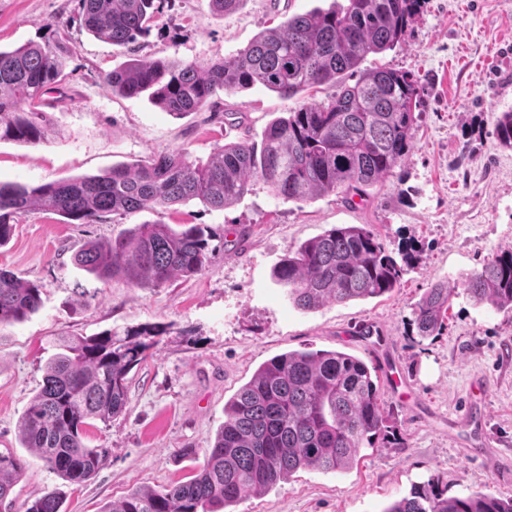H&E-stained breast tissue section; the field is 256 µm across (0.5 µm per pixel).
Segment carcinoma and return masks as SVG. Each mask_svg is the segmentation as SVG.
<instances>
[{
    "mask_svg": "<svg viewBox=\"0 0 512 512\" xmlns=\"http://www.w3.org/2000/svg\"><path fill=\"white\" fill-rule=\"evenodd\" d=\"M170 0H79L84 28L114 46L134 51L154 16ZM426 0H348L344 8L289 17L261 33L230 63L132 61L105 80L123 96H148L182 116L202 110L218 92L261 85L292 98L333 84L325 101L301 100L273 119L261 142L228 143L206 162L182 152L99 175L38 186L0 183V246L15 218L42 206L67 224H98L111 215L169 209L198 200L213 210L236 204L255 183L287 201L313 200L341 190L362 192L401 166L411 149L421 100L417 79L389 68L361 70L369 54L398 45ZM62 37L0 49V141L38 145L55 135L46 95L65 78ZM500 146L512 149V112L495 120ZM206 224H138L106 243L88 242L74 255L84 270L132 288H162L177 275L201 273L216 247ZM395 258L364 225H336L307 240L273 267L298 308L381 297L400 287L414 257L407 246ZM461 289L477 303L512 313V250L492 255L451 287L427 289L414 308L422 336L439 332ZM42 288L0 269V325L38 311ZM167 326L62 339L45 365L43 383L21 423L24 447L38 452L51 472L71 484L93 478L105 448L86 443V427L108 422L126 408L130 372L152 356ZM378 367L341 351L294 350L263 363L224 405V425L184 482L129 493L110 512H216L249 493L287 481L300 469L342 471L365 448L394 435L380 402ZM28 468L0 450V505ZM55 490L23 505V512H62ZM383 512H512V497L491 492L448 496L430 480L414 485Z\"/></svg>",
    "mask_w": 512,
    "mask_h": 512,
    "instance_id": "1",
    "label": "carcinoma"
}]
</instances>
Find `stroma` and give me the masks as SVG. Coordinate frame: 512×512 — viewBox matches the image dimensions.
<instances>
[{"mask_svg":"<svg viewBox=\"0 0 512 512\" xmlns=\"http://www.w3.org/2000/svg\"><path fill=\"white\" fill-rule=\"evenodd\" d=\"M346 2L240 0L219 13L210 0H173L131 54L84 29L78 0H0V47L61 34L68 73L62 101L49 108L61 137L38 146L1 141L0 182L36 186L176 151L201 162L224 144L260 142L297 98L257 85L176 117L148 95L113 94L105 76L134 58L229 62L289 16ZM362 66L414 75L422 115L403 165L353 201L340 193L286 201L259 183L223 211L193 200L98 224H67L44 208L18 217L0 246V268L41 285L42 305L26 321L0 326V449L28 462L13 490L17 503L54 489L64 512H108L134 490L187 480L224 425L225 403L263 362L303 349L400 369L411 399L401 402L385 386L381 404L405 445L366 449L344 472L297 471L243 497L235 512H384L434 478L452 496H512V313L461 292L439 335L420 337L414 324L427 288L512 249V150L494 136L496 115L512 111V0H427L403 41ZM155 223L206 224L227 244L201 273L163 288L108 283L73 259L85 242ZM342 224L366 225L392 250L414 245V265L382 297L295 308L273 277L275 263ZM153 323L168 330L153 357L130 373L125 410L88 429L90 446L108 451L103 469L79 485L59 479L19 432L57 337ZM475 382L485 391L492 468L467 455V437L455 425Z\"/></svg>","mask_w":512,"mask_h":512,"instance_id":"stroma-1","label":"stroma"}]
</instances>
